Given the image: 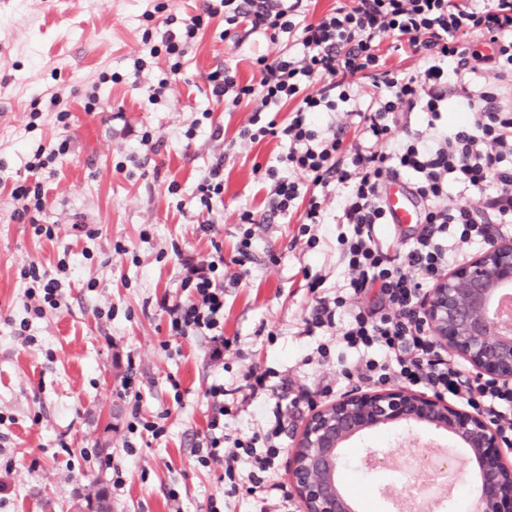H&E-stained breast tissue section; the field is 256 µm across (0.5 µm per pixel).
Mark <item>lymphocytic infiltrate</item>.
<instances>
[{
  "label": "lymphocytic infiltrate",
  "instance_id": "lymphocytic-infiltrate-1",
  "mask_svg": "<svg viewBox=\"0 0 512 512\" xmlns=\"http://www.w3.org/2000/svg\"><path fill=\"white\" fill-rule=\"evenodd\" d=\"M224 22L223 38L242 29L264 34L277 43L280 34L295 36L293 51L261 54L258 83L242 82L236 65L225 63L206 76L211 92L225 106L254 101L243 141L277 140L284 150L266 170L272 185L264 212L240 214L244 224H267L275 217L300 212L302 224H346L349 236L339 255L350 273L345 293L320 297L306 333L337 329L342 343L359 355L356 378L366 384L398 381L434 395L465 400L482 410L506 447H512V382L467 373L442 355L429 334L420 308L436 281L463 260L465 250L486 240L489 225L512 232V0H338L320 16L310 15L305 0H202L198 14L169 15L161 47L174 56L170 67L179 74L183 57L197 32L212 19ZM479 33L489 52L477 55L468 37ZM417 58L416 67L389 69L380 50ZM377 94L362 103L363 85ZM296 106L287 122L275 114L288 101ZM423 114L426 126L400 130L399 115ZM468 113L470 119L442 127L443 114ZM356 120L362 141L347 143L344 131ZM410 181L421 205V223L428 230L415 238L400 260H393L379 243L376 228L388 223L384 201L388 183ZM341 194L329 195L330 185ZM477 199V206L448 201L449 185ZM18 219L33 224L36 234L53 237L52 225L40 223L46 208L41 183L14 189ZM224 201V162L216 160L198 180L188 201L200 213L215 214ZM182 286L191 298L167 306L175 336H205L213 357L224 345V252L214 244L208 260L181 259ZM33 282L25 293L27 311L43 316L59 308L58 279L30 266L23 272ZM368 290L385 304H357ZM213 400L207 431L198 442L202 466L220 464L235 479L240 457L251 466L250 494L273 495L278 483L265 484L262 475L279 456L280 421H273L257 454L254 441H236L224 451V386L211 384Z\"/></svg>",
  "mask_w": 512,
  "mask_h": 512
}]
</instances>
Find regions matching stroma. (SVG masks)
<instances>
[{
    "instance_id": "35a3bbf8",
    "label": "stroma",
    "mask_w": 512,
    "mask_h": 512,
    "mask_svg": "<svg viewBox=\"0 0 512 512\" xmlns=\"http://www.w3.org/2000/svg\"><path fill=\"white\" fill-rule=\"evenodd\" d=\"M162 15H155V6ZM200 0H0V512H96L94 489L108 491L111 512H302L296 496L261 500L231 491L222 467H201L194 444L213 410L206 394L224 384V403L238 411L225 428L234 442L264 434L269 415L241 403L250 371L267 373V405L288 388L331 386L335 396L365 391L347 380L356 356L332 334L303 335L317 296H334L348 270L337 257L345 224L302 229L299 217L245 226L243 209L260 210L268 193L267 163L281 145L239 140L250 104L225 109L212 97L208 72L232 59L242 81L257 82L256 54L276 53L263 34L248 36L249 52L220 37L222 22L201 29L167 95L154 91L169 71L166 52L133 60L143 35L160 44L163 15L191 16ZM101 87V109L81 99ZM71 113L68 124L50 109L51 95ZM40 98L38 119L31 101ZM221 137H213L215 128ZM149 142H142V134ZM68 141L69 151L42 174V221L55 236L36 235L14 217V187L31 179L26 163L38 145ZM224 159V207L211 230L180 207L215 157ZM94 237H86L85 229ZM250 257L234 258L242 239ZM224 250V360L208 357L204 336L169 332L163 301L186 299L178 254L208 258ZM70 272L58 309L43 318L24 309L22 272L35 263ZM318 290H311L313 281ZM111 310L104 318L102 310ZM28 322L26 336L15 323ZM326 355H319V347ZM163 416L165 433L135 430L137 417ZM134 455H127L126 447ZM392 449L395 464L367 470L364 449ZM345 489L361 512H390L384 488L406 480L403 448L391 433L369 432L345 451ZM123 483L113 488L111 465Z\"/></svg>"
}]
</instances>
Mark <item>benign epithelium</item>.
<instances>
[{
	"instance_id": "7a95c632",
	"label": "benign epithelium",
	"mask_w": 512,
	"mask_h": 512,
	"mask_svg": "<svg viewBox=\"0 0 512 512\" xmlns=\"http://www.w3.org/2000/svg\"><path fill=\"white\" fill-rule=\"evenodd\" d=\"M505 286L512 288V240L493 239L468 264L437 280L423 313L436 344L462 357L469 372L511 382L512 331L503 333L492 314L496 294ZM423 427L469 451L475 512H512V467L500 458L502 440L491 423L445 398L405 387L349 393L314 409L302 422L288 450L287 475L303 512H357L340 481L348 444L369 431L398 429L414 446V432ZM361 464L368 470L387 468L391 457L366 448Z\"/></svg>"
}]
</instances>
